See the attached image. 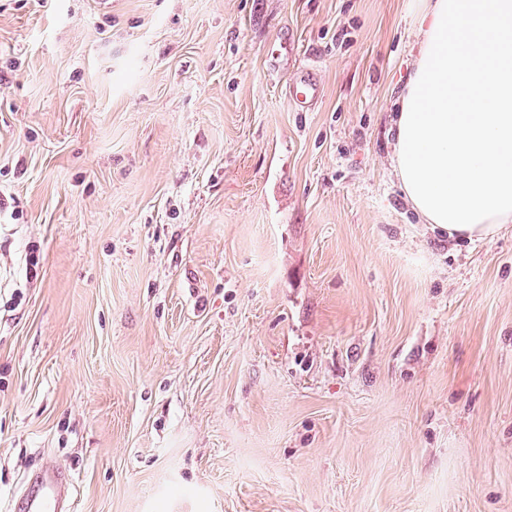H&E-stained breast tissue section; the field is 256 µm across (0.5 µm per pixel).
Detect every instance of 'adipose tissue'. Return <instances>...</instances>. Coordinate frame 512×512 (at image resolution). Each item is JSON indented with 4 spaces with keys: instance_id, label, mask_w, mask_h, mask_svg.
Instances as JSON below:
<instances>
[{
    "instance_id": "adipose-tissue-1",
    "label": "adipose tissue",
    "mask_w": 512,
    "mask_h": 512,
    "mask_svg": "<svg viewBox=\"0 0 512 512\" xmlns=\"http://www.w3.org/2000/svg\"><path fill=\"white\" fill-rule=\"evenodd\" d=\"M392 120L393 166L432 229L512 224V0H424Z\"/></svg>"
}]
</instances>
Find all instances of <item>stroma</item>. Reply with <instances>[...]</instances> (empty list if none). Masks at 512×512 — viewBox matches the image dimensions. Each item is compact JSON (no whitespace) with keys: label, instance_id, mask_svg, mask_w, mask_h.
I'll list each match as a JSON object with an SVG mask.
<instances>
[{"label":"stroma","instance_id":"1","mask_svg":"<svg viewBox=\"0 0 512 512\" xmlns=\"http://www.w3.org/2000/svg\"><path fill=\"white\" fill-rule=\"evenodd\" d=\"M413 6L0 0V512L48 458L71 512H512V224L399 186Z\"/></svg>","mask_w":512,"mask_h":512}]
</instances>
